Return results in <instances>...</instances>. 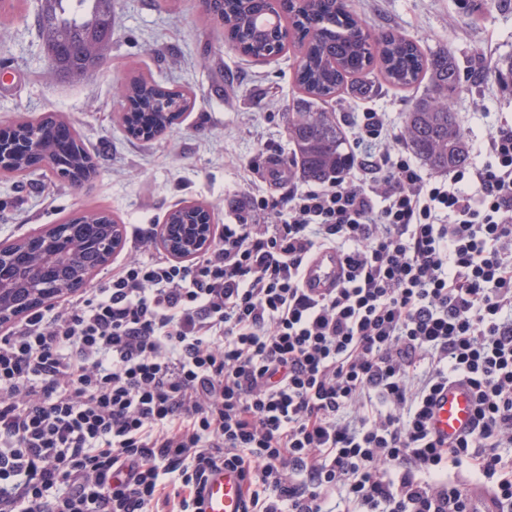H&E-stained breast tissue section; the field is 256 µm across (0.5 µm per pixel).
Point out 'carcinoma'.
Returning <instances> with one entry per match:
<instances>
[{
  "instance_id": "1",
  "label": "carcinoma",
  "mask_w": 512,
  "mask_h": 512,
  "mask_svg": "<svg viewBox=\"0 0 512 512\" xmlns=\"http://www.w3.org/2000/svg\"><path fill=\"white\" fill-rule=\"evenodd\" d=\"M55 2L56 13L40 12L36 18L46 51L43 78L49 84L61 76L83 80L90 68L108 57L112 0H96L92 11L90 0ZM267 12V0H210L207 15L224 27L226 38L241 54L259 60L272 37V27L259 24V17ZM297 30L299 42H307L296 73L305 98L286 112V119L292 155L305 180L327 183L347 166L344 131L324 103L347 78L365 74L376 61L395 87L409 88L428 79L405 115L402 135L408 149L439 172L468 162L467 135L448 105L463 82L453 55L445 50L425 55L414 40L399 32L367 37L357 17L349 10L336 11L331 0H312L310 10L298 19ZM116 96L134 101L135 111L129 113L127 123L131 135L141 139L156 137L188 106L184 93L164 90L144 79L116 87ZM31 166L22 155L0 174L20 180ZM57 166L86 180L95 172L91 157L80 146L58 154Z\"/></svg>"
}]
</instances>
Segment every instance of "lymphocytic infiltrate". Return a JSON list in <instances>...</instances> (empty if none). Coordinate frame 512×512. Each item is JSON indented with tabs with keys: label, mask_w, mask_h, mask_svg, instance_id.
I'll return each instance as SVG.
<instances>
[{
	"label": "lymphocytic infiltrate",
	"mask_w": 512,
	"mask_h": 512,
	"mask_svg": "<svg viewBox=\"0 0 512 512\" xmlns=\"http://www.w3.org/2000/svg\"><path fill=\"white\" fill-rule=\"evenodd\" d=\"M484 163L427 177L381 112L346 173L247 193L189 262L142 257L0 336V512H198L238 471L244 512H473L466 467L512 512V125ZM338 250L313 295L302 273ZM470 386L463 435L435 396ZM345 275L342 256L335 250L318 251L307 263L304 273L305 288H312L313 294L326 293L338 288ZM431 428L435 436L455 437L466 431L473 417L472 392L468 384L457 381L448 384L432 408Z\"/></svg>",
	"instance_id": "f902f5d3"
}]
</instances>
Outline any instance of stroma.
<instances>
[{
	"label": "stroma",
	"instance_id": "obj_1",
	"mask_svg": "<svg viewBox=\"0 0 512 512\" xmlns=\"http://www.w3.org/2000/svg\"><path fill=\"white\" fill-rule=\"evenodd\" d=\"M0 41V124L52 111L70 122L97 163V173L74 189L38 170L23 181H0V242H15L46 224L88 210L104 211L132 234L135 225L162 223L188 202L207 207L216 224L231 222L248 186L285 197L301 179L290 161L284 111L303 92L295 80L300 58L289 44L276 58L255 62L225 39L198 0H114L115 33L108 60L79 82L44 83V52L37 37L38 0H13ZM366 30L401 32L427 53L447 49L466 77L452 100L469 139L512 124V90L492 68L512 61V0H351ZM141 77L191 94L187 110L149 141L125 130L128 104L118 83ZM416 90L390 85L373 69L366 88L345 84L326 109L340 124L348 111L385 113L401 133ZM275 157L284 176L268 178L265 166L246 172L259 155Z\"/></svg>",
	"mask_w": 512,
	"mask_h": 512
}]
</instances>
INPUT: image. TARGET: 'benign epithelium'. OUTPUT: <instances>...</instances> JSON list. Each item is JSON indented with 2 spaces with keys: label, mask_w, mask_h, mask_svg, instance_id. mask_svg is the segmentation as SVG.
<instances>
[{
  "label": "benign epithelium",
  "mask_w": 512,
  "mask_h": 512,
  "mask_svg": "<svg viewBox=\"0 0 512 512\" xmlns=\"http://www.w3.org/2000/svg\"><path fill=\"white\" fill-rule=\"evenodd\" d=\"M293 41V27L285 23L275 27L270 57L281 54ZM20 144L34 160V166L53 170L51 159L45 157L41 147L45 143V129L31 137L24 132L20 121L7 130H0V168L10 156L8 147ZM198 210L196 224L181 226L162 225L161 242L177 260H189L207 249L212 239L213 224L210 211L193 203ZM86 243L99 248L103 261L95 268L80 264L76 254L80 247L78 235ZM122 245L119 226L112 227L108 235L99 232L96 225L71 230L66 224H51L30 234L22 242L9 246L0 245V327L5 328L32 311L45 307L70 290H82L90 285L93 277L103 269L112 254Z\"/></svg>",
  "instance_id": "7a95c632"
}]
</instances>
